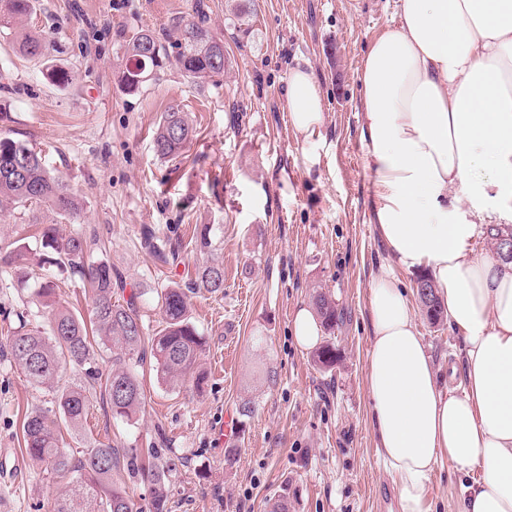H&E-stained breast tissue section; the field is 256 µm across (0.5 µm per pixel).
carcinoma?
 <instances>
[{"label": "carcinoma", "instance_id": "carcinoma-1", "mask_svg": "<svg viewBox=\"0 0 512 512\" xmlns=\"http://www.w3.org/2000/svg\"><path fill=\"white\" fill-rule=\"evenodd\" d=\"M36 3L37 0H0V30H9L13 23L32 16ZM17 43L22 54L43 57L42 35L25 33ZM172 47L175 54L171 56L154 31L135 29L124 45V67L117 77L122 92L138 93L155 69L170 62L198 84L224 76V41L212 35L203 23L179 25ZM193 134L187 113L177 106L169 107L154 133L157 157L166 159L179 154ZM33 203L47 204L61 217L70 216L81 207L80 199L47 171L39 152L22 141L0 137V206L11 204L19 208ZM40 245L46 250L45 263L80 276L90 293L93 318L89 326L79 312L57 301L56 284L51 280L42 281L35 289L37 301L48 309L49 332L36 328L15 331L10 341L12 359L37 385L59 379L70 364H87L89 368L85 369L83 380L56 391L58 416L51 418L34 409L24 417L25 452L31 460L69 477V489L57 500L55 512H134L130 495L112 479L117 468L112 445L90 441L76 458L62 447L61 430L75 437L81 435L90 397L97 389L113 417L126 421L136 418L145 408V400L135 367L147 358L152 360L158 381L173 385L192 375L195 385L201 386L205 376L195 369L206 340L187 317L186 293L180 285H171L158 295L162 328L147 337L136 305L144 292L131 295L123 304L115 300V289L123 284L109 262L94 256V249L86 240L78 234L61 233L56 224H45L40 229ZM195 246L203 254H212L208 225L197 230ZM31 254L28 245L16 240L6 246L3 262L19 268L28 263ZM417 282L425 284L436 318L446 321L432 282L424 275L418 276ZM194 288L210 294L224 292V264L214 258L206 262L197 272ZM312 304L324 331L335 334L341 321L336 302L318 292L312 297ZM97 349L112 351V369L105 376L91 365V355ZM314 363L322 369L336 365L333 342L327 341L318 348ZM127 467L154 486L149 512H166L170 469L157 462L154 449H149L145 457L131 455Z\"/></svg>", "mask_w": 512, "mask_h": 512}]
</instances>
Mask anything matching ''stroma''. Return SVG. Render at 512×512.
Returning a JSON list of instances; mask_svg holds the SVG:
<instances>
[{
    "instance_id": "1",
    "label": "stroma",
    "mask_w": 512,
    "mask_h": 512,
    "mask_svg": "<svg viewBox=\"0 0 512 512\" xmlns=\"http://www.w3.org/2000/svg\"><path fill=\"white\" fill-rule=\"evenodd\" d=\"M230 3L39 0L18 29L50 39L51 58L71 76L66 88L46 79L41 60L19 52L15 36L0 33V136L33 146L82 201L63 221L43 205L0 207V246L22 238L39 249V225L54 223L97 240L125 284L116 299L141 292L149 336L161 327L158 291L173 281L187 288L188 316L207 341L197 363L202 387L160 383L146 363L139 369L146 406L135 421L113 418L99 395L91 397L86 430L118 449L114 479L138 512L153 487L130 477L127 460L147 448L171 468L168 512H269L282 495L288 512H400L395 478L378 459L365 385L369 289L385 252L357 117L362 60L396 0H250L242 26ZM200 19L224 41L228 65L218 83L192 84L167 64L138 94L119 90L123 45L135 28L164 40L179 23ZM299 64L313 69L323 95L324 123L310 147L288 112V75ZM172 105L187 113L195 136L180 155L161 159L153 134ZM203 224L224 263L218 295L190 288L206 262L193 242ZM146 229L178 244L176 261L142 247ZM44 277L58 283L61 303L86 318L92 310L70 271L0 265V512H54L66 489L23 451L26 413H54L55 391L32 383L8 347L20 322L46 328L33 295ZM399 278L450 386L462 338L448 324L428 323L416 273ZM318 291L345 314L329 371L292 333L296 310ZM247 399L254 411L243 417ZM229 415L238 426L230 443ZM462 480L440 462L427 485L430 512H458Z\"/></svg>"
}]
</instances>
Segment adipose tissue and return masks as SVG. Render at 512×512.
Listing matches in <instances>:
<instances>
[{"label":"adipose tissue","mask_w":512,"mask_h":512,"mask_svg":"<svg viewBox=\"0 0 512 512\" xmlns=\"http://www.w3.org/2000/svg\"><path fill=\"white\" fill-rule=\"evenodd\" d=\"M366 165L387 260L370 288L366 388L401 512H428L440 459L468 482L461 512H512V263L472 251L512 220V0H398L360 73ZM304 140L323 122L318 80L288 77ZM425 271L463 340L460 391L441 389L398 271Z\"/></svg>","instance_id":"obj_1"}]
</instances>
